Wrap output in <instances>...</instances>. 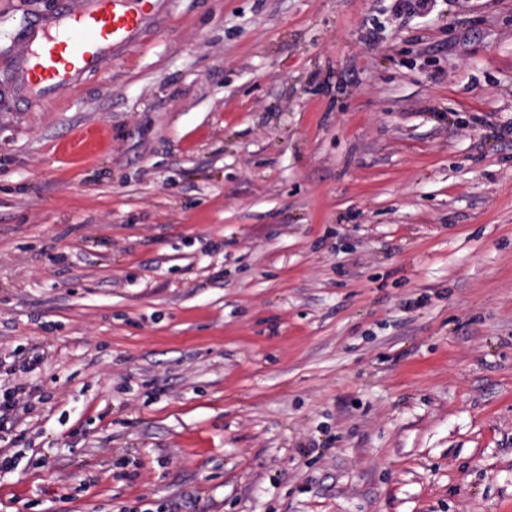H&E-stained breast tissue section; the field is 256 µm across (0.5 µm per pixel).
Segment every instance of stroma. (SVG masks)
<instances>
[{
    "instance_id": "35a3bbf8",
    "label": "stroma",
    "mask_w": 512,
    "mask_h": 512,
    "mask_svg": "<svg viewBox=\"0 0 512 512\" xmlns=\"http://www.w3.org/2000/svg\"><path fill=\"white\" fill-rule=\"evenodd\" d=\"M0 0V512H512V0H158L48 97ZM23 390L24 387L20 385L4 387L2 390V385L0 383V429L1 423L3 427L5 426V423H10L11 427V423L21 421L22 417L20 416V410H22L23 414L29 413L30 406L28 405V401L20 398Z\"/></svg>"
}]
</instances>
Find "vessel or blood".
<instances>
[{
    "label": "vessel or blood",
    "mask_w": 512,
    "mask_h": 512,
    "mask_svg": "<svg viewBox=\"0 0 512 512\" xmlns=\"http://www.w3.org/2000/svg\"><path fill=\"white\" fill-rule=\"evenodd\" d=\"M152 9V0H71L63 17L20 43L24 86L46 96L97 71L108 53L135 43Z\"/></svg>",
    "instance_id": "b4317fda"
}]
</instances>
